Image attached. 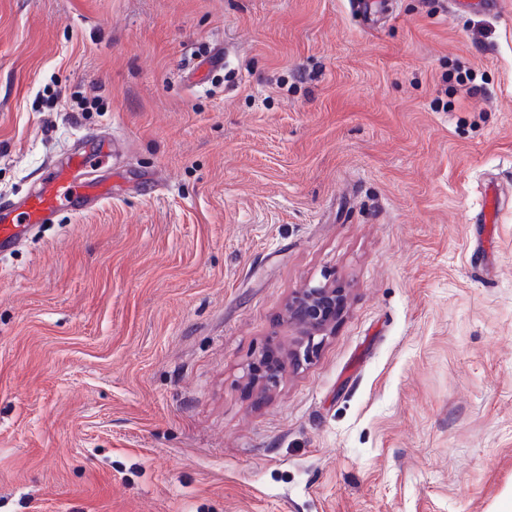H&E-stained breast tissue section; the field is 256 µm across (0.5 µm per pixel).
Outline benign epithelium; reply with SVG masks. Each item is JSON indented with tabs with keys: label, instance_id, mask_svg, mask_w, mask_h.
Masks as SVG:
<instances>
[{
	"label": "benign epithelium",
	"instance_id": "obj_1",
	"mask_svg": "<svg viewBox=\"0 0 512 512\" xmlns=\"http://www.w3.org/2000/svg\"><path fill=\"white\" fill-rule=\"evenodd\" d=\"M342 304V295L329 283L307 284L288 301V320L301 331L302 339L282 361L265 356L247 364L244 377L264 388H273L280 382L289 365L300 366L313 357L317 343L315 337L324 334L327 325Z\"/></svg>",
	"mask_w": 512,
	"mask_h": 512
}]
</instances>
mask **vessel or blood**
<instances>
[{
    "mask_svg": "<svg viewBox=\"0 0 512 512\" xmlns=\"http://www.w3.org/2000/svg\"><path fill=\"white\" fill-rule=\"evenodd\" d=\"M112 157V139L104 136L91 141L79 136L67 152L64 164H49L37 186L17 206L0 207V255L25 242L32 229L50 222L60 211L76 215L102 206L112 196V182L93 177L96 166Z\"/></svg>",
    "mask_w": 512,
    "mask_h": 512,
    "instance_id": "vessel-or-blood-1",
    "label": "vessel or blood"
}]
</instances>
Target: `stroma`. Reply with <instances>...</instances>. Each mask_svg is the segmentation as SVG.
<instances>
[{"label": "stroma", "instance_id": "obj_1", "mask_svg": "<svg viewBox=\"0 0 512 512\" xmlns=\"http://www.w3.org/2000/svg\"><path fill=\"white\" fill-rule=\"evenodd\" d=\"M80 132L111 199L0 257V512H512V0H0V203ZM341 304L342 295L330 283H309L299 289L289 299L286 309L288 320L299 328L303 338L283 361H274L262 355L257 361L250 362L245 367L244 377L264 388L276 387L291 363L300 366L313 357L318 345L315 337L324 335L336 308Z\"/></svg>", "mask_w": 512, "mask_h": 512}]
</instances>
